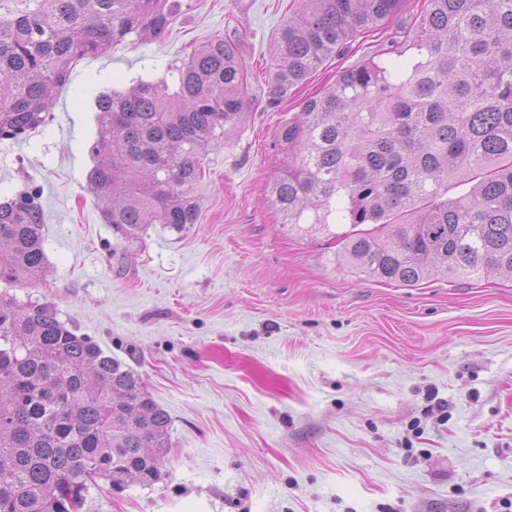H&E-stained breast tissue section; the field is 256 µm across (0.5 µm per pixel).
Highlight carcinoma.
Listing matches in <instances>:
<instances>
[{
	"mask_svg": "<svg viewBox=\"0 0 512 512\" xmlns=\"http://www.w3.org/2000/svg\"><path fill=\"white\" fill-rule=\"evenodd\" d=\"M298 0L255 84L242 42L194 48L174 85L139 80L96 98L89 180L105 223L129 240L197 223L200 156L275 108L369 31L377 49L336 73L279 130L269 185L280 223L327 234L368 279L512 275V0ZM177 0H0V140L44 124L77 62L128 37L161 36ZM42 191L0 202V512H80L97 481L153 485L171 419L140 375L78 336L17 283L43 279ZM347 225L342 233L336 226Z\"/></svg>",
	"mask_w": 512,
	"mask_h": 512,
	"instance_id": "cac0c4a2",
	"label": "carcinoma"
}]
</instances>
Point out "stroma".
<instances>
[{"label": "stroma", "mask_w": 512, "mask_h": 512, "mask_svg": "<svg viewBox=\"0 0 512 512\" xmlns=\"http://www.w3.org/2000/svg\"><path fill=\"white\" fill-rule=\"evenodd\" d=\"M167 31L80 61L43 126L0 141V195L40 202L47 272L13 287L137 371L171 418L159 480L90 488L81 512H512V277L378 282L278 223L281 126L376 33L201 156L197 224L125 241L90 189L95 98L173 82L242 34L266 75L293 0H181Z\"/></svg>", "instance_id": "1"}]
</instances>
